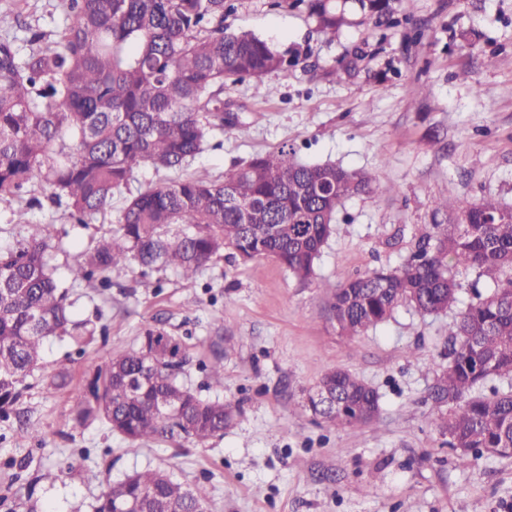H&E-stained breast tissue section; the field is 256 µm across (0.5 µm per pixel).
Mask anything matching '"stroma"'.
<instances>
[{
    "mask_svg": "<svg viewBox=\"0 0 512 512\" xmlns=\"http://www.w3.org/2000/svg\"><path fill=\"white\" fill-rule=\"evenodd\" d=\"M227 3L225 27L299 61L226 86L224 109L238 122L210 136L189 171L220 179L287 146L301 161L363 169L394 190L343 203L308 281L271 258L244 264L223 255L190 280L145 274L132 262L107 288L70 282L69 268L116 228L123 196L86 225L50 202L40 177L0 200V252L48 229L75 315L96 325L85 353L48 341L30 389L0 419V512H93L108 485L147 468L189 486L211 512H512V457L484 453L458 466L431 398L435 372L448 365L449 325L486 295L477 270L458 273V302L447 310L424 316L403 304L352 339L322 315L327 288L399 265L425 227L447 223L433 214L437 198L465 208L490 195L512 205V0H396L405 21L390 30L347 0L333 39L297 0ZM69 21L59 0H0V36L24 48L35 31L41 46L52 45ZM21 207L26 223H12ZM149 329L183 340V380L201 398L237 407L223 438L158 439L132 450L104 423L76 422L96 368L137 348ZM218 352L224 385L214 390L207 372ZM338 368L377 390L372 423L333 427L305 409L308 391ZM34 426L40 437L31 436ZM48 469L57 481H40Z\"/></svg>",
    "mask_w": 512,
    "mask_h": 512,
    "instance_id": "1",
    "label": "stroma"
}]
</instances>
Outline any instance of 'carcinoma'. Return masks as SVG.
<instances>
[{"label": "carcinoma", "instance_id": "carcinoma-1", "mask_svg": "<svg viewBox=\"0 0 512 512\" xmlns=\"http://www.w3.org/2000/svg\"><path fill=\"white\" fill-rule=\"evenodd\" d=\"M319 32L334 38L343 17L332 0H299ZM379 26L395 27L391 0H355ZM226 0H62L71 23L53 45L21 53L0 39V199L20 195L37 175L86 224L112 208L136 169L179 171L224 131V85L259 81L288 66V52L246 31L224 28ZM365 170L304 163L291 148L256 155L214 180L205 171L149 187L126 198L118 227L70 267L72 281L110 283L112 272L135 261L143 271L173 270L194 278L213 257H270L302 281L333 231L344 200L388 193ZM484 278L488 295L469 304L449 326L448 367L436 376L434 398L448 405L439 427L448 446L512 455V388L492 398L471 395L512 375V206L491 197L462 211L448 230L421 234L396 268L349 278L330 289L325 308L341 334L352 338L407 304L421 314L458 301L457 269ZM95 328L74 318L69 288L56 275L51 243L42 234L0 253V418L15 410L26 380L41 367L49 340L83 347ZM186 348L176 336L148 330L136 350L109 356L75 407L79 423L104 422L136 446L157 438L204 443L224 437L237 409L205 400L183 381ZM224 384L215 355L208 388ZM320 384L338 397L324 415L316 391L306 407L330 426L370 422L380 396L348 370ZM138 512H209L190 487L150 469L108 486L94 512L117 502Z\"/></svg>", "mask_w": 512, "mask_h": 512}]
</instances>
